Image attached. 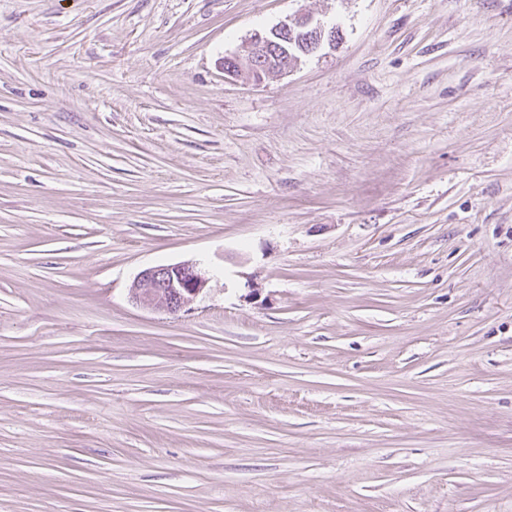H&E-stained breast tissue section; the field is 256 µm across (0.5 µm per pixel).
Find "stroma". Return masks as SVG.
<instances>
[{
    "instance_id": "35a3bbf8",
    "label": "stroma",
    "mask_w": 512,
    "mask_h": 512,
    "mask_svg": "<svg viewBox=\"0 0 512 512\" xmlns=\"http://www.w3.org/2000/svg\"><path fill=\"white\" fill-rule=\"evenodd\" d=\"M0 512H512V0H0ZM298 30H308V48L304 50L303 57L292 60L297 54L290 47L293 41L289 42L288 37ZM327 31L330 34L327 40H336V28L328 30L319 20L308 15H296L268 31L255 33L245 57H224L222 69L225 75L245 77L254 82H260L264 74H287L301 64L304 56L322 46ZM206 283L193 263L160 264L138 274L129 297L143 309L177 316L188 310Z\"/></svg>"
}]
</instances>
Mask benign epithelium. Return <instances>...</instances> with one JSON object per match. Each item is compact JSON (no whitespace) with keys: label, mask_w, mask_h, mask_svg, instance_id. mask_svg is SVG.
Wrapping results in <instances>:
<instances>
[{"label":"benign epithelium","mask_w":512,"mask_h":512,"mask_svg":"<svg viewBox=\"0 0 512 512\" xmlns=\"http://www.w3.org/2000/svg\"><path fill=\"white\" fill-rule=\"evenodd\" d=\"M298 30L308 31L306 56L319 49L324 41L336 40V29L329 30L323 22L308 15H296L268 31L255 33L245 56L224 58L221 62L224 74L259 82L265 74L290 72L302 62V58L295 57L288 41V35ZM205 286L206 279L193 263L160 264L142 270L133 281L129 295L143 309L178 316L188 310Z\"/></svg>","instance_id":"1"}]
</instances>
